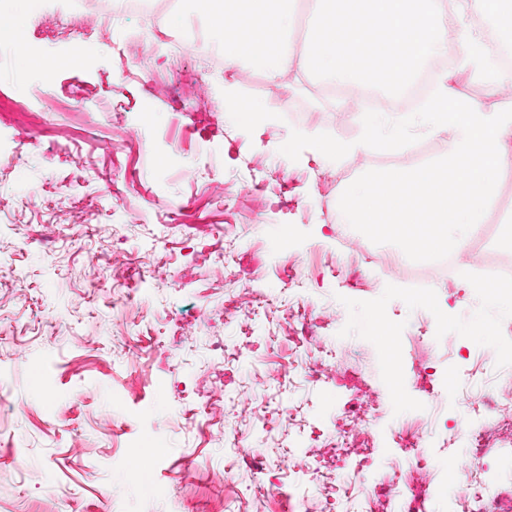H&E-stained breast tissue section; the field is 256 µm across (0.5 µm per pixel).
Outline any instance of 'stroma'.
I'll return each mask as SVG.
<instances>
[{
    "label": "stroma",
    "instance_id": "stroma-1",
    "mask_svg": "<svg viewBox=\"0 0 512 512\" xmlns=\"http://www.w3.org/2000/svg\"><path fill=\"white\" fill-rule=\"evenodd\" d=\"M53 2L0 0V23L52 63L31 70L16 53L0 70V512H357L337 487L400 474L396 436L413 431L432 460L417 476L426 512H448L436 490L443 462L467 457L462 398L512 388V364L487 352L512 338V313L484 308L468 282L428 299L360 260L399 250L336 217L354 175L312 148L295 162L279 151L294 130L358 138L324 79L283 95L216 71L176 106L168 75L203 61L172 46L195 35L221 54L201 15L183 33L164 24L168 45L127 70L139 17L93 31L71 64L67 36L41 27ZM243 99L268 119L239 125ZM130 265L150 276H131L134 303L114 306L113 275ZM478 312L493 334L461 335ZM486 426L512 485V409ZM139 459L150 474L129 482Z\"/></svg>",
    "mask_w": 512,
    "mask_h": 512
}]
</instances>
